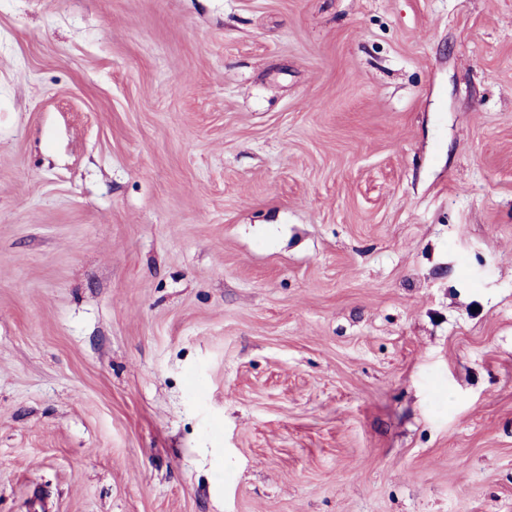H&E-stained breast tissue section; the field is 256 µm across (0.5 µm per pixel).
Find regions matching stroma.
I'll use <instances>...</instances> for the list:
<instances>
[{
  "label": "stroma",
  "instance_id": "1",
  "mask_svg": "<svg viewBox=\"0 0 512 512\" xmlns=\"http://www.w3.org/2000/svg\"><path fill=\"white\" fill-rule=\"evenodd\" d=\"M0 512H512V0H0Z\"/></svg>",
  "mask_w": 512,
  "mask_h": 512
}]
</instances>
